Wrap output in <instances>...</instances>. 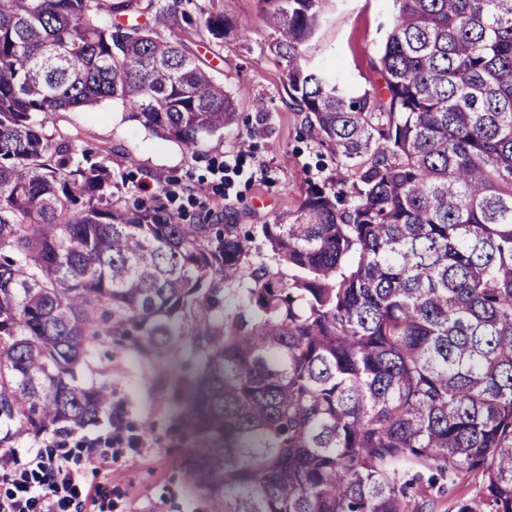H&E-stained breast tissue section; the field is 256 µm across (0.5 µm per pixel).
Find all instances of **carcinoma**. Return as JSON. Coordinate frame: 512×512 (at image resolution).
<instances>
[{
	"instance_id": "carcinoma-1",
	"label": "carcinoma",
	"mask_w": 512,
	"mask_h": 512,
	"mask_svg": "<svg viewBox=\"0 0 512 512\" xmlns=\"http://www.w3.org/2000/svg\"><path fill=\"white\" fill-rule=\"evenodd\" d=\"M325 0H258L310 139L339 158L292 221L262 227L254 313L210 332L184 410L187 481L211 512H512V0H393L369 87L302 47ZM158 0H0V423L72 433L109 404L77 383L93 341L216 306L251 238L184 224L161 195L112 201L111 150L45 120L119 99L195 150L235 105L200 59L139 22ZM216 40L224 11L203 19Z\"/></svg>"
}]
</instances>
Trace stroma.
<instances>
[{"instance_id": "1", "label": "stroma", "mask_w": 512, "mask_h": 512, "mask_svg": "<svg viewBox=\"0 0 512 512\" xmlns=\"http://www.w3.org/2000/svg\"><path fill=\"white\" fill-rule=\"evenodd\" d=\"M163 20L147 16L164 37L204 60L236 104L223 131L204 136L196 152L157 136L110 99L81 112H59L46 133L81 131L79 149L112 151V180L121 206L150 203L165 190L183 223L237 224L252 237L249 267L280 272L261 227L294 214L309 185L335 188L341 171L335 156L313 143L288 94V70L272 51L274 35L259 17L257 0H161ZM222 5L246 37L216 41L201 27ZM390 0H325L321 23L303 48L311 65L339 75L355 90L372 80L373 64L390 17ZM249 276L210 284L218 304L208 316L182 319L183 333L156 350L138 333L100 337L76 369L78 383L104 385L109 408L97 421L68 435L49 431L7 438L0 427V456L17 466L0 468V496L12 490L21 465L35 455H65L86 493L81 512H210L208 498L191 490L186 460L195 440L184 429L182 409L202 368L206 328L230 327L249 314ZM107 451L109 462L97 454Z\"/></svg>"}]
</instances>
